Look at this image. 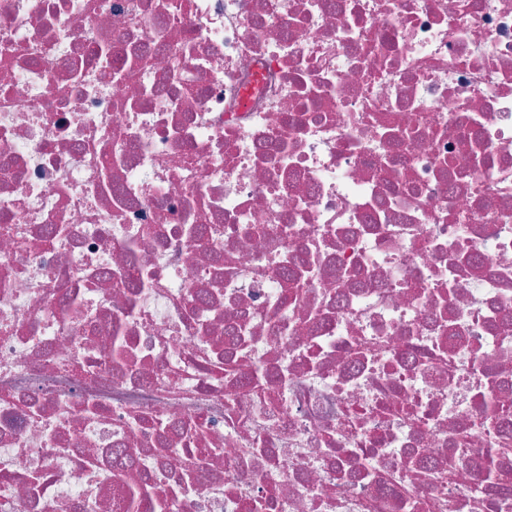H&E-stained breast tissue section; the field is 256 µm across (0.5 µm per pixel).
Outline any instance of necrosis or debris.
I'll return each mask as SVG.
<instances>
[{
  "instance_id": "necrosis-or-debris-1",
  "label": "necrosis or debris",
  "mask_w": 512,
  "mask_h": 512,
  "mask_svg": "<svg viewBox=\"0 0 512 512\" xmlns=\"http://www.w3.org/2000/svg\"><path fill=\"white\" fill-rule=\"evenodd\" d=\"M166 2L0 0V512H512V0Z\"/></svg>"
}]
</instances>
